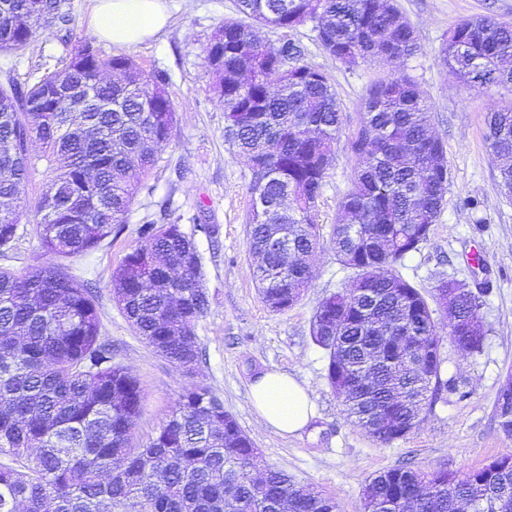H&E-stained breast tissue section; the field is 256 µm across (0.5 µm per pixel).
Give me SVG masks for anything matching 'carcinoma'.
Wrapping results in <instances>:
<instances>
[{"label":"carcinoma","instance_id":"carcinoma-1","mask_svg":"<svg viewBox=\"0 0 512 512\" xmlns=\"http://www.w3.org/2000/svg\"><path fill=\"white\" fill-rule=\"evenodd\" d=\"M239 19L212 33L204 61L224 109V141L260 175L249 184L251 276L266 306L282 311L308 286L315 223L332 142L343 123L323 71L300 63L288 32L315 23L316 40L339 63H390L418 51L394 0H236ZM69 21L62 0H0V52L20 53L36 29ZM281 32L278 43L253 28ZM448 72L474 87L512 84V22L486 17L448 29ZM427 93L393 76L367 92L351 149V186L328 246L352 270L311 321L328 355L326 379L346 397V417L380 443L419 424L442 362L414 355L443 340L426 298L395 267L421 250L443 209L448 166L430 130ZM169 78L126 55L104 57L89 41L26 89L0 84V251L12 247L40 142L47 187L32 232L50 260L22 273L0 269V512H338L336 499L281 469L260 478L254 450L224 403L199 386L181 392L149 443L130 445L143 401L139 381L100 342L91 289L52 262L98 249L122 230L136 195L171 139ZM485 140L512 199V106L487 113ZM139 242L112 273L111 291L132 328L175 366L200 360L195 326L209 309L202 263L179 219L146 216ZM439 300L478 317L480 296L449 280ZM512 434V398L497 401ZM512 512V456L459 477L405 466L367 480L364 512Z\"/></svg>","mask_w":512,"mask_h":512}]
</instances>
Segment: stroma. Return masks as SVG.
I'll list each match as a JSON object with an SVG mask.
<instances>
[{"label":"stroma","instance_id":"stroma-1","mask_svg":"<svg viewBox=\"0 0 512 512\" xmlns=\"http://www.w3.org/2000/svg\"><path fill=\"white\" fill-rule=\"evenodd\" d=\"M163 2L166 27L135 45L118 47L96 36L90 23L94 0H65L69 25L38 29L23 54L0 53V82L11 78L24 87L87 37L103 55H128L143 69L161 68L171 77L176 127L148 178V189L137 194L117 238L66 261L96 296L102 341L111 344L115 361L142 386L133 445L148 443L168 420L178 394L200 385L223 401L225 411L251 438L262 467L285 470L300 484L335 497L339 512H364L368 478L400 464L422 471L444 467L459 475L512 455V435L501 431L496 412L500 392L512 385V200L500 192L497 161L485 141V117L512 104V85L465 87L440 60L451 26L474 16L512 22V0H396L419 50L393 66L371 60L352 67L336 62L317 43L309 23L289 33L302 50V63L330 76L344 116L317 212L322 233H329L351 184L350 140L369 88L388 74L406 75L430 97L433 132L444 146L449 182L427 242L398 271L428 297L443 279L482 291L479 316L487 331L482 350L469 353L451 340L442 342L443 375L462 381V393L441 391L424 409L419 426L388 445L345 417L326 380L327 354L310 338L315 308L341 288L348 270L326 246H319L311 259L309 288L283 312L263 303L250 274L246 220L251 171L224 141V111L203 59L215 27L235 16V0ZM165 201L195 240L210 298L195 329L202 358L188 372L158 355L132 330L110 291L113 270L139 241L143 217H159ZM32 220V214H24L12 248L0 253L1 268L19 272L42 262ZM271 370L293 376L314 403L315 415L299 433L282 434L265 425L251 404V384Z\"/></svg>","mask_w":512,"mask_h":512}]
</instances>
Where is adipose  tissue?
<instances>
[{
    "label": "adipose tissue",
    "mask_w": 512,
    "mask_h": 512,
    "mask_svg": "<svg viewBox=\"0 0 512 512\" xmlns=\"http://www.w3.org/2000/svg\"><path fill=\"white\" fill-rule=\"evenodd\" d=\"M166 20L162 0H96L91 23L101 38L129 46L157 33ZM250 397L264 423L282 434L300 432L314 415L307 390L282 372L269 371L256 379Z\"/></svg>",
    "instance_id": "adipose-tissue-1"
}]
</instances>
